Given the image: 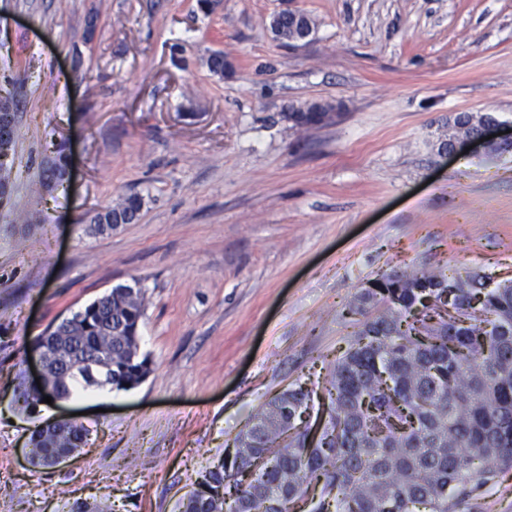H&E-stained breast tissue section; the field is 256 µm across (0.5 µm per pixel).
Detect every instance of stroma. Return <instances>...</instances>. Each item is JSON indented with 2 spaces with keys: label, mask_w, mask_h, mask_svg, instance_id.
I'll use <instances>...</instances> for the list:
<instances>
[{
  "label": "stroma",
  "mask_w": 512,
  "mask_h": 512,
  "mask_svg": "<svg viewBox=\"0 0 512 512\" xmlns=\"http://www.w3.org/2000/svg\"><path fill=\"white\" fill-rule=\"evenodd\" d=\"M285 10L315 20L307 40L273 38ZM0 91L23 132L0 209V512H178L263 402L327 374L378 275L512 281V150H438L459 113L512 125V0H0ZM314 105L330 120L292 127ZM130 194L136 223L92 231ZM120 284L144 296L148 378L23 409L37 337ZM65 414L86 445L31 465Z\"/></svg>",
  "instance_id": "1"
}]
</instances>
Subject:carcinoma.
Instances as JSON below:
<instances>
[{"mask_svg":"<svg viewBox=\"0 0 512 512\" xmlns=\"http://www.w3.org/2000/svg\"><path fill=\"white\" fill-rule=\"evenodd\" d=\"M314 26L273 17L282 40ZM314 128L326 113H294ZM19 126L5 137L0 186H12ZM143 199L96 214L102 233L139 219ZM141 291L117 286L75 312L53 337V399L74 387L139 386ZM353 331L322 392L294 383L265 402L228 455L181 500L180 512H478L512 469V282L490 286L457 269L393 271L343 308ZM81 425L38 432L33 461L51 466L81 448Z\"/></svg>","mask_w":512,"mask_h":512,"instance_id":"cac0c4a2","label":"carcinoma"}]
</instances>
